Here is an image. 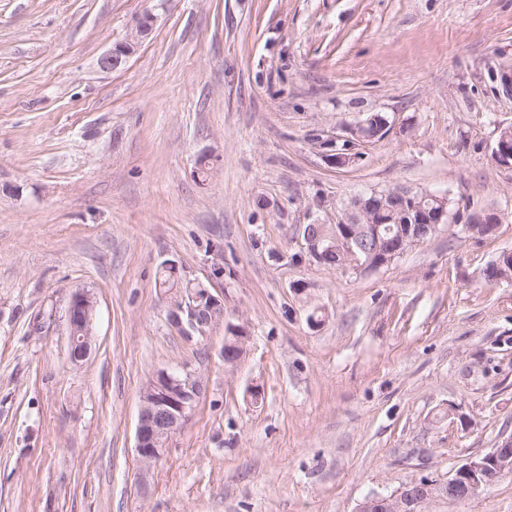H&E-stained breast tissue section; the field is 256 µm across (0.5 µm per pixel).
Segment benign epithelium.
Returning a JSON list of instances; mask_svg holds the SVG:
<instances>
[{
	"mask_svg": "<svg viewBox=\"0 0 512 512\" xmlns=\"http://www.w3.org/2000/svg\"><path fill=\"white\" fill-rule=\"evenodd\" d=\"M154 15L150 12L137 18L127 37L113 45L99 60L103 70L119 68L133 56L140 43L152 31ZM389 129V121L379 114L371 115L347 131L346 151L327 155V161L337 167H347L360 158L357 146L371 142ZM398 209L411 216L413 224L406 233L391 239L380 236L379 217ZM448 195L426 194L395 189L379 193L372 191L353 197L342 209L335 224H301L299 233L311 257L320 262L329 253H336L341 267L378 268L393 261L412 243L423 240L450 223ZM465 223L486 224L494 232L499 217L484 211L468 214ZM365 232L376 241V247L366 257L359 248V233ZM96 301L87 288L75 291L67 306V321L71 335L70 362L78 365L91 353ZM170 324L182 331L183 338L192 342L209 339L215 325L224 319V302L208 288H196L170 299ZM246 331L232 328L225 337L221 357L224 366H235L246 352ZM206 394L201 375L189 365L178 371L160 370L146 384L142 395L136 427L135 450L140 460L149 465L161 458L168 441L189 420L197 404ZM512 474V434L499 438L495 448L483 455L470 457L447 480L433 482L411 479L390 496H373L361 508L371 512L369 505H383L388 512H408L413 507L425 509L431 502L447 497L449 501L473 499Z\"/></svg>",
	"mask_w": 512,
	"mask_h": 512,
	"instance_id": "7a95c632",
	"label": "benign epithelium"
}]
</instances>
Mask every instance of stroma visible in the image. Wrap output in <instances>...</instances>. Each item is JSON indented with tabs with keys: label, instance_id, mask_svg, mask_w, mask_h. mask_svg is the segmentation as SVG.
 <instances>
[{
	"label": "stroma",
	"instance_id": "stroma-1",
	"mask_svg": "<svg viewBox=\"0 0 512 512\" xmlns=\"http://www.w3.org/2000/svg\"><path fill=\"white\" fill-rule=\"evenodd\" d=\"M148 9L150 36L102 71ZM510 67L512 0H0V512H355L512 433V279L484 280L512 251L492 155L512 98L491 78ZM372 113L387 135L329 164L314 135ZM396 188L501 222L377 269L309 256L299 225ZM168 259L224 301L207 341L169 324ZM79 288L97 307L76 366ZM186 363L207 392L144 465L141 393ZM426 512H512V476ZM96 313V301L87 288H79L69 299L67 321L72 341L70 362L80 365L91 353L93 325ZM233 336H225L224 347L221 357L224 359L225 367H234L246 352L247 337L246 331L241 327L230 329ZM232 346L236 351L228 352V348Z\"/></svg>",
	"mask_w": 512,
	"mask_h": 512
}]
</instances>
